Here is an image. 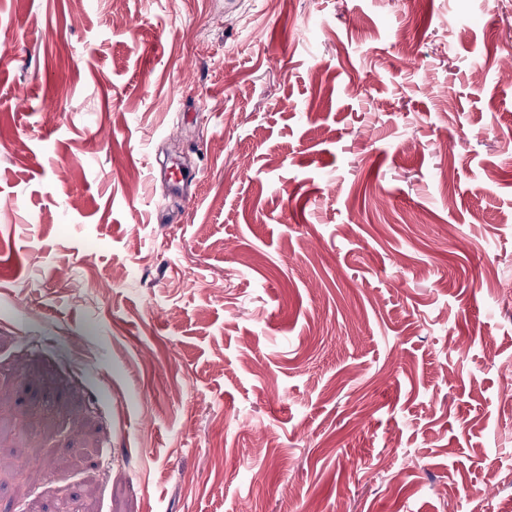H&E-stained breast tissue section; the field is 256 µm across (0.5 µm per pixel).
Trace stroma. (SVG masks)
I'll return each instance as SVG.
<instances>
[{
	"label": "stroma",
	"mask_w": 512,
	"mask_h": 512,
	"mask_svg": "<svg viewBox=\"0 0 512 512\" xmlns=\"http://www.w3.org/2000/svg\"><path fill=\"white\" fill-rule=\"evenodd\" d=\"M2 51L0 512H512L495 0H0Z\"/></svg>",
	"instance_id": "35a3bbf8"
}]
</instances>
